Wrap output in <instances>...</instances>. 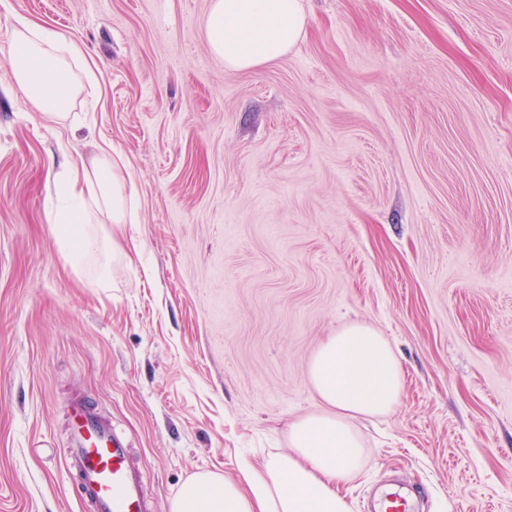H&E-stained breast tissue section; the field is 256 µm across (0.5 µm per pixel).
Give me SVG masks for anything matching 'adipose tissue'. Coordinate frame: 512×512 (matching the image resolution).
<instances>
[{
  "label": "adipose tissue",
  "mask_w": 512,
  "mask_h": 512,
  "mask_svg": "<svg viewBox=\"0 0 512 512\" xmlns=\"http://www.w3.org/2000/svg\"><path fill=\"white\" fill-rule=\"evenodd\" d=\"M300 0H215L207 19L208 44L225 66L251 69L281 58L302 37ZM14 81L50 122L69 118L85 82L94 79L90 59L53 30L23 25L12 39ZM70 188L53 220L54 232L77 255L104 243L92 224H124L132 216L125 175L109 153L93 166L69 171ZM309 382L324 411L300 417L288 428V449L241 481L211 472L194 474L170 512H351L341 492L366 463L357 422L397 408L404 376L390 342L374 326L352 322L316 352Z\"/></svg>",
  "instance_id": "adipose-tissue-1"
}]
</instances>
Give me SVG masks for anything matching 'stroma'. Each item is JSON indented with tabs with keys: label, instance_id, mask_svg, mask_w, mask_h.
I'll use <instances>...</instances> for the list:
<instances>
[{
	"label": "stroma",
	"instance_id": "stroma-1",
	"mask_svg": "<svg viewBox=\"0 0 512 512\" xmlns=\"http://www.w3.org/2000/svg\"><path fill=\"white\" fill-rule=\"evenodd\" d=\"M302 2L299 43L235 71L212 0H0V512H86L77 398L153 512L197 472L239 480L321 410L308 365L354 321L405 384L357 423L352 512H512V0ZM23 20L91 55L76 122L13 81ZM104 148L135 218L72 258L59 178Z\"/></svg>",
	"mask_w": 512,
	"mask_h": 512
}]
</instances>
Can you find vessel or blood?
<instances>
[{"label":"vessel or blood","mask_w":512,"mask_h":512,"mask_svg":"<svg viewBox=\"0 0 512 512\" xmlns=\"http://www.w3.org/2000/svg\"><path fill=\"white\" fill-rule=\"evenodd\" d=\"M64 466L78 481L88 512H149L148 497L124 441L84 400L69 407Z\"/></svg>","instance_id":"obj_1"}]
</instances>
